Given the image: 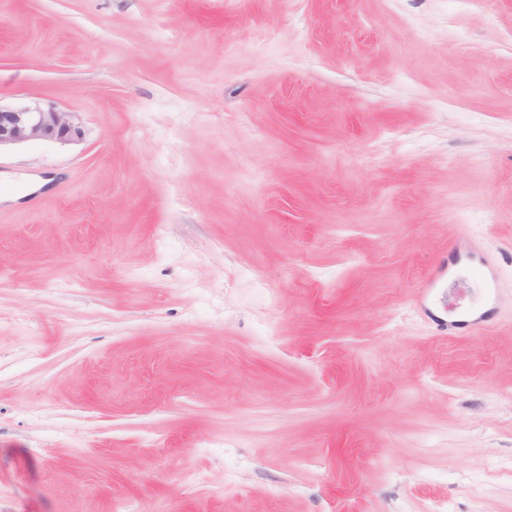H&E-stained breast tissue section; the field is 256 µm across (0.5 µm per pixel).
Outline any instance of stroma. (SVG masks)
I'll use <instances>...</instances> for the list:
<instances>
[{
	"instance_id": "35a3bbf8",
	"label": "stroma",
	"mask_w": 512,
	"mask_h": 512,
	"mask_svg": "<svg viewBox=\"0 0 512 512\" xmlns=\"http://www.w3.org/2000/svg\"><path fill=\"white\" fill-rule=\"evenodd\" d=\"M33 101L84 137L0 151V512H512V0H0ZM462 237L482 336L412 302ZM453 251L456 258L451 266L458 267L462 265L468 270L477 268L480 271L483 281V302L479 310H474L468 306H460L458 319L452 320L448 322V326H444V334L454 336V334L460 333L458 330L471 329L474 332L487 330L491 326L497 303V283L493 263L485 257L474 256L468 250L463 239H458ZM451 266L448 263L446 270L445 265H442L437 276L431 279L424 288H434L445 272L448 273V285L454 284L455 280L452 279V276L455 268H451Z\"/></svg>"
}]
</instances>
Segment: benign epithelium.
<instances>
[{"instance_id":"7a95c632","label":"benign epithelium","mask_w":512,"mask_h":512,"mask_svg":"<svg viewBox=\"0 0 512 512\" xmlns=\"http://www.w3.org/2000/svg\"><path fill=\"white\" fill-rule=\"evenodd\" d=\"M83 130L75 112L45 109L37 103L0 105V149L31 141L72 143Z\"/></svg>"}]
</instances>
